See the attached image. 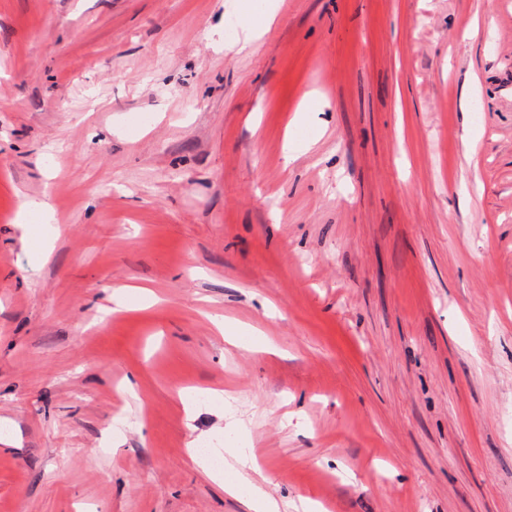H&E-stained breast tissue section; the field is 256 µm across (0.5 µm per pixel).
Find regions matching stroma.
Here are the masks:
<instances>
[{
    "label": "stroma",
    "mask_w": 512,
    "mask_h": 512,
    "mask_svg": "<svg viewBox=\"0 0 512 512\" xmlns=\"http://www.w3.org/2000/svg\"><path fill=\"white\" fill-rule=\"evenodd\" d=\"M201 438L512 512V0H0V512H247ZM54 210L53 206L50 203L49 199L46 197L40 201H30L25 204V210L23 212V224L28 226L29 220L33 216L39 217L43 221L42 225H52L54 223Z\"/></svg>",
    "instance_id": "stroma-1"
}]
</instances>
